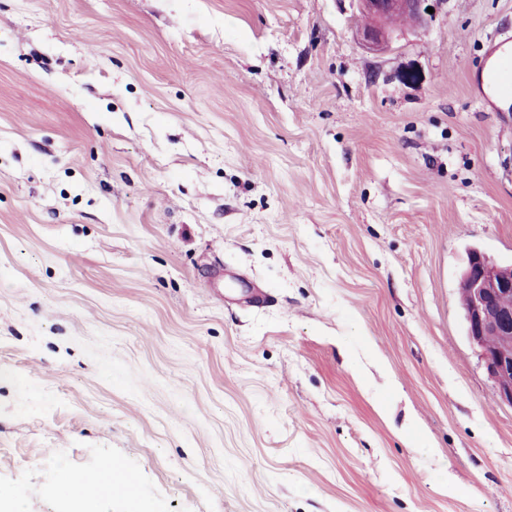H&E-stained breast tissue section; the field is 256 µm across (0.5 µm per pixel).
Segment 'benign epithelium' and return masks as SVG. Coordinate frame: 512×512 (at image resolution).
I'll list each match as a JSON object with an SVG mask.
<instances>
[{
	"label": "benign epithelium",
	"mask_w": 512,
	"mask_h": 512,
	"mask_svg": "<svg viewBox=\"0 0 512 512\" xmlns=\"http://www.w3.org/2000/svg\"><path fill=\"white\" fill-rule=\"evenodd\" d=\"M369 23L358 30L361 45L381 54L388 50L394 30L391 18L407 15L424 19L428 0H354ZM468 301L464 308L467 335L480 349L484 367L497 385L499 399L512 405V265H500L479 249L468 255L463 273Z\"/></svg>",
	"instance_id": "obj_1"
}]
</instances>
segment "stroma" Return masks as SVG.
<instances>
[{
    "instance_id": "35a3bbf8",
    "label": "stroma",
    "mask_w": 512,
    "mask_h": 512,
    "mask_svg": "<svg viewBox=\"0 0 512 512\" xmlns=\"http://www.w3.org/2000/svg\"><path fill=\"white\" fill-rule=\"evenodd\" d=\"M362 23L0 0V496L116 460L106 512H512L459 294L512 265V103L468 89L512 0Z\"/></svg>"
}]
</instances>
